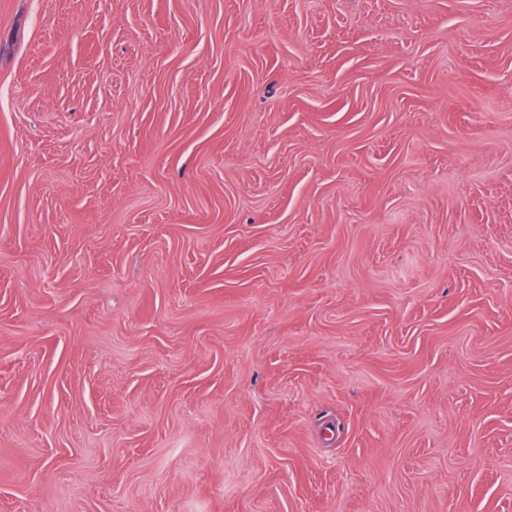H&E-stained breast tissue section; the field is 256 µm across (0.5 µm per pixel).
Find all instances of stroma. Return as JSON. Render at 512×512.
<instances>
[{
	"label": "stroma",
	"mask_w": 512,
	"mask_h": 512,
	"mask_svg": "<svg viewBox=\"0 0 512 512\" xmlns=\"http://www.w3.org/2000/svg\"><path fill=\"white\" fill-rule=\"evenodd\" d=\"M0 512H512V0H0Z\"/></svg>",
	"instance_id": "stroma-1"
}]
</instances>
